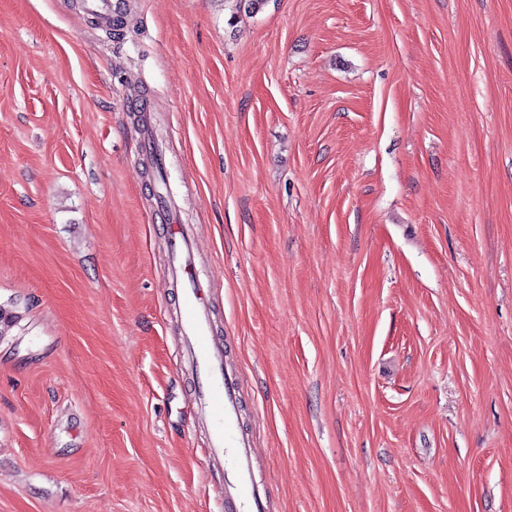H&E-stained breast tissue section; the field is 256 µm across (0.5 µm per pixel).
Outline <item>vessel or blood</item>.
Returning <instances> with one entry per match:
<instances>
[{
	"instance_id": "vessel-or-blood-1",
	"label": "vessel or blood",
	"mask_w": 512,
	"mask_h": 512,
	"mask_svg": "<svg viewBox=\"0 0 512 512\" xmlns=\"http://www.w3.org/2000/svg\"><path fill=\"white\" fill-rule=\"evenodd\" d=\"M173 201L159 205L155 218L168 224L177 244L172 257L173 276L183 285L178 307L186 351L199 378V408L209 425L206 453L231 473L224 484L225 512H265L266 494L253 474V444L239 429L238 374L224 365V352L210 335L205 285L184 257L182 225L176 224Z\"/></svg>"
}]
</instances>
